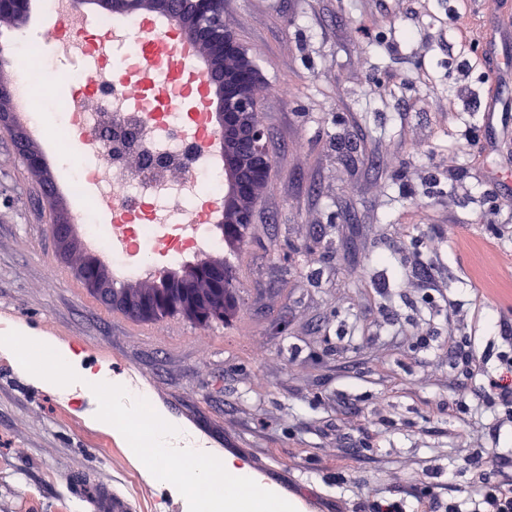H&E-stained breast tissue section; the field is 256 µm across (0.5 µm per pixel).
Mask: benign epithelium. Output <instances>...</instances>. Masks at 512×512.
<instances>
[{"label": "benign epithelium", "mask_w": 512, "mask_h": 512, "mask_svg": "<svg viewBox=\"0 0 512 512\" xmlns=\"http://www.w3.org/2000/svg\"><path fill=\"white\" fill-rule=\"evenodd\" d=\"M102 4L113 13L150 11L174 15L180 19L186 36L203 49L208 58L205 80L214 100L213 121L221 132L224 147V223H253L251 202L255 188L267 181L273 158L268 134L255 119L257 69L236 35L224 26V0H102ZM29 10L30 0H0L1 17L24 19ZM0 124L11 131L18 151L28 157L32 170L40 174L46 196L55 197L52 176L46 172L26 125L13 112L1 116ZM52 234L62 249L75 245L87 251L68 210H60ZM200 264L199 260L186 262L179 290L169 295L177 310L192 318L196 313L191 292L196 285L190 274L197 272ZM110 284L109 279L101 280L95 292L133 318L152 316L155 305L164 298L161 290L142 298L114 296Z\"/></svg>", "instance_id": "benign-epithelium-1"}]
</instances>
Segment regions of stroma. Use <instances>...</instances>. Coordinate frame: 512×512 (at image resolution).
Segmentation results:
<instances>
[{
	"mask_svg": "<svg viewBox=\"0 0 512 512\" xmlns=\"http://www.w3.org/2000/svg\"><path fill=\"white\" fill-rule=\"evenodd\" d=\"M410 6L224 0L258 69L274 162L245 238L222 249L237 288L222 322L133 319L92 293L0 128V321L23 315L86 366L132 369L188 430L238 448L274 484L317 491L328 512H367L382 492L453 502L493 482L496 461L512 463V421L463 358L493 371L512 351L499 334L512 321V210L495 206L512 189L490 177L512 142L488 152L480 123L488 91L512 85L464 33L512 18V0ZM51 25L65 21L40 0L23 26L0 22V78H16L12 43ZM417 264L433 298L403 284ZM95 408L94 395L40 389L0 355V512H91L102 478L132 512H183L128 448L86 426Z\"/></svg>",
	"mask_w": 512,
	"mask_h": 512,
	"instance_id": "stroma-1",
	"label": "stroma"
}]
</instances>
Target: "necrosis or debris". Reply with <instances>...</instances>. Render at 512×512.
<instances>
[{"label": "necrosis or debris", "instance_id": "necrosis-or-debris-1", "mask_svg": "<svg viewBox=\"0 0 512 512\" xmlns=\"http://www.w3.org/2000/svg\"><path fill=\"white\" fill-rule=\"evenodd\" d=\"M66 52L90 58L71 78L77 91L54 98L58 126L49 147L59 157L79 154L86 164L69 176L82 210L109 209L107 226H88V239L118 258L119 276L150 275L159 260L176 263L217 251L223 240L205 220L221 201L222 166L208 149L204 113L187 110L191 82L171 85L156 98L138 75V20L129 15L70 25ZM122 67L124 81L110 78ZM99 95L100 109H85Z\"/></svg>", "mask_w": 512, "mask_h": 512}]
</instances>
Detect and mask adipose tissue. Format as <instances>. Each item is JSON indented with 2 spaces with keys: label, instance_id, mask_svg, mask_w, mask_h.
I'll use <instances>...</instances> for the list:
<instances>
[{
  "label": "adipose tissue",
  "instance_id": "obj_1",
  "mask_svg": "<svg viewBox=\"0 0 512 512\" xmlns=\"http://www.w3.org/2000/svg\"><path fill=\"white\" fill-rule=\"evenodd\" d=\"M5 352L18 360L20 369L31 384L61 394H70L78 389L98 390L109 380L107 370L95 372L82 368L80 355L69 345L39 331L19 329Z\"/></svg>",
  "mask_w": 512,
  "mask_h": 512
}]
</instances>
